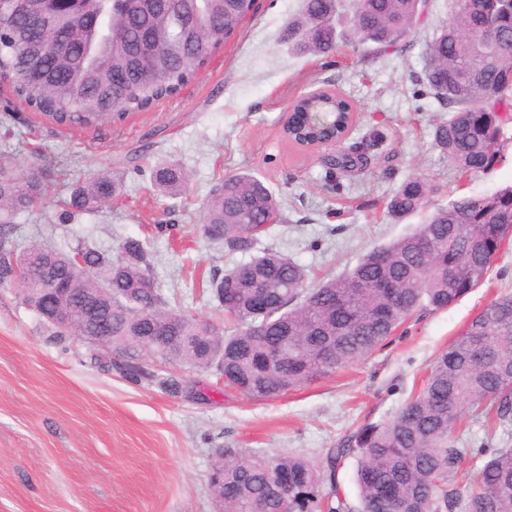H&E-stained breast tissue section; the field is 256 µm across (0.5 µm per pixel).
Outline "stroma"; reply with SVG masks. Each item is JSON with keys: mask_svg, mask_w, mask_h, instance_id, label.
Instances as JSON below:
<instances>
[{"mask_svg": "<svg viewBox=\"0 0 512 512\" xmlns=\"http://www.w3.org/2000/svg\"><path fill=\"white\" fill-rule=\"evenodd\" d=\"M257 5L187 87L114 126L58 127L0 80V152L14 154L20 171L46 188L40 207L17 214L18 239L65 249L81 238L109 252L125 238L148 239L165 291L213 320L207 279L241 260L197 229L208 191L224 176L250 172L270 187L285 221L260 245L304 265L314 283L343 275L424 221L421 213L396 220L385 211L407 177L440 185L438 204L512 186V123L500 162L464 183L434 143L433 127L448 112L421 77L444 0H434L428 23L411 31L402 51L378 57L349 46L331 56L299 53L279 33L300 0ZM319 87L339 89L356 107L349 142L371 128L383 133L365 173L328 179L326 149L306 152L283 139L289 103ZM165 163L190 175L180 198L150 185ZM100 170L122 179L125 198L60 225L58 200L77 177ZM504 295H512V241L486 284L456 304L411 316L390 344L348 369L256 401L213 374L178 368L179 394L131 385L113 353L80 336L56 343L19 289L0 287V512H214L207 473L216 449L317 457L361 425L392 419L440 352Z\"/></svg>", "mask_w": 512, "mask_h": 512, "instance_id": "stroma-1", "label": "stroma"}]
</instances>
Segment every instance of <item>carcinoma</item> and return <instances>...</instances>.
Listing matches in <instances>:
<instances>
[{"label": "carcinoma", "mask_w": 512, "mask_h": 512, "mask_svg": "<svg viewBox=\"0 0 512 512\" xmlns=\"http://www.w3.org/2000/svg\"><path fill=\"white\" fill-rule=\"evenodd\" d=\"M39 14L40 31L27 28L15 0H0V75L17 98L59 127L118 123L150 110L184 89L254 14L255 0H83L74 11ZM448 21L427 44L423 81L448 110L434 142L464 179L493 169L503 151V126L512 122V0H448ZM428 14V0H301L283 38L301 52L327 55L341 44L369 45L376 55L400 50ZM160 55L152 76L136 70L146 35ZM59 38V52L42 39ZM319 110L336 113L340 132L353 111L339 92H326ZM288 137L315 144L325 133L301 121ZM367 144L326 158L340 173L364 169ZM187 171L165 165L153 185L177 197ZM112 175L76 181L58 215L69 224L120 195ZM438 188L408 177L386 203L404 219L427 207ZM44 198V185L0 162V286L17 285L22 299L63 337L99 336L124 357L132 384L154 383L172 393L180 381L154 364L214 371L224 385L267 400L329 376L371 354L416 311L448 308L487 281L495 257L512 236V187L488 196H459L438 205L409 233L365 254L344 275L309 287L306 269L273 250L254 253L259 237L283 223L272 191L258 177L237 173L216 183L203 206L200 231L229 254L249 259L208 283L229 330L187 314L157 287L146 241L127 238L115 254L79 240L66 250L43 243L25 247L14 218ZM427 240L431 249L422 251ZM262 294L265 308L255 307ZM468 408L498 427L512 423V296L474 317L434 360L423 387L390 421L366 423L323 457L274 456L219 448L211 487L222 512H512V448H459L455 430ZM355 459L357 510L336 482L344 458ZM481 462L474 473L466 458ZM288 475V490L279 480Z\"/></svg>", "instance_id": "obj_1"}]
</instances>
